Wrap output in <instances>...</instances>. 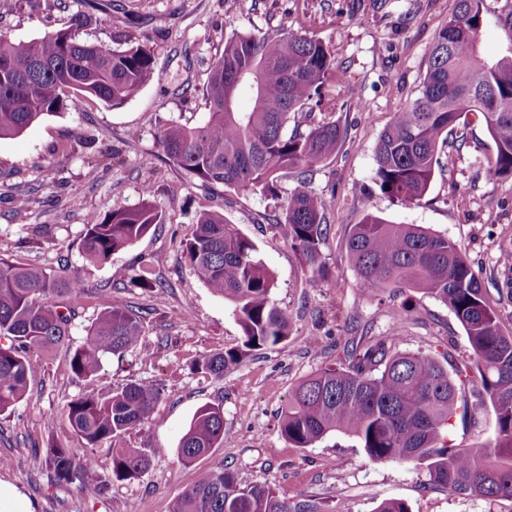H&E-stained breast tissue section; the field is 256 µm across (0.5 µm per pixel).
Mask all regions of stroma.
Instances as JSON below:
<instances>
[{
	"label": "stroma",
	"mask_w": 512,
	"mask_h": 512,
	"mask_svg": "<svg viewBox=\"0 0 512 512\" xmlns=\"http://www.w3.org/2000/svg\"><path fill=\"white\" fill-rule=\"evenodd\" d=\"M95 0H0V32L27 43L66 28L72 15L88 14L82 40L122 49L148 47L155 74L131 100L113 107L78 97L59 112L41 116L19 135L0 139V258L50 269L66 266L91 291L71 326L68 344L39 357L28 396L0 416V512H170L172 501L198 474L222 464L244 486L261 484L287 498L310 497L329 512H376L386 500L405 502L411 512H512V500L493 503L432 488L425 470L409 461L372 462L350 437L332 433L305 448L289 444L278 417L303 379L339 362L352 333L376 336L388 330L391 305L408 302L398 350L421 351L463 365L471 349L452 312L418 293L362 292L348 261L351 225L365 214L395 224H419L447 235L481 272L482 286L512 333V302L498 293L512 255V179L489 174L495 153L482 118L467 116V143L453 168L436 170L430 188L404 206L374 181L375 149L395 112L413 99L425 75L429 49L454 0H112L110 14ZM512 0H485L480 54L496 58L512 45L502 19ZM293 32L322 41L342 79L334 87L336 109L327 120L347 130L336 157L314 168L310 190L334 195L323 255L328 281H312L275 229L276 201L260 192L207 188L174 166L156 139L174 120L201 123L212 62L232 32ZM355 86L363 104H352ZM155 182L150 201L160 224L108 261L89 264L81 252L91 213L116 203L138 205L142 188ZM28 198L15 212L11 199ZM224 214L258 246L275 276L273 298L293 316L288 339L254 352L224 377L194 372L205 355L240 345L242 333L229 304L198 281L181 257L182 241L201 211ZM149 261L157 285L131 286L141 261ZM141 314V345L104 359L88 378L68 368L73 350L110 300ZM132 381H154L162 395L153 420L131 429L122 444L141 449L147 468L136 479L112 481L100 495L81 493L58 481L45 462L54 444L79 447L63 406L88 392L106 393ZM466 415L453 419L454 444L477 446L493 439L495 420L485 398L465 389ZM222 405L228 439L193 464L178 457L181 437L203 406Z\"/></svg>",
	"instance_id": "stroma-1"
}]
</instances>
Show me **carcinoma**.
<instances>
[{"label": "carcinoma", "mask_w": 512, "mask_h": 512, "mask_svg": "<svg viewBox=\"0 0 512 512\" xmlns=\"http://www.w3.org/2000/svg\"><path fill=\"white\" fill-rule=\"evenodd\" d=\"M483 9L484 0H455L435 34L418 94L380 135L375 182L391 199L413 204L424 196L435 169L443 167L444 149L451 146L448 136L470 113L482 116L495 145L488 172L512 177V45L494 61L478 56ZM85 23V15L76 13L68 28L28 43H14L0 32V139L63 110L72 95L121 105L153 77L150 51L84 42L78 33ZM334 62L317 39L235 32L211 66L205 121L196 126L169 122L157 131L169 160L203 182L282 201L277 233L315 281L329 279L322 246L332 205L306 189L307 176L336 155L346 136L340 123L317 116L336 106L326 89L336 72ZM244 88L253 98L248 111L238 107ZM290 172L299 186L283 196L280 181ZM152 193L149 183L138 206L117 203L104 215H90L82 238L86 261L108 260L161 223L148 201ZM346 246L359 287L367 294L407 288L452 311L466 333L472 368L495 416V438L479 447L450 443L465 381L455 382L426 354L396 350L393 328L381 336L349 339L339 366L324 367L300 383L281 412L282 436L305 448L330 433H345L372 461L398 459L423 466L435 486L487 502L512 499V334L502 331L498 310L472 263L445 235L415 224H392L371 213L351 225ZM182 258L199 281L231 305L243 337L241 345L199 359L195 371L220 378L253 352L288 339L292 317L275 303L274 276L238 225L220 213L201 212L186 235ZM88 292L77 275L0 258V415L27 395L36 370L31 353L68 339ZM141 332L140 316L111 301L71 354V373L93 376L105 356L136 345ZM159 397L155 384L134 381L69 402L64 412L82 447L46 449V463L57 479L90 493L110 478H137L148 463L142 451L112 449L108 476L98 472L86 448L152 419ZM224 440L223 408L205 406L180 440L179 459L191 464ZM171 512L328 510L316 500L288 499L266 486L242 487L231 470L219 465L199 473L174 500Z\"/></svg>", "instance_id": "obj_1"}]
</instances>
